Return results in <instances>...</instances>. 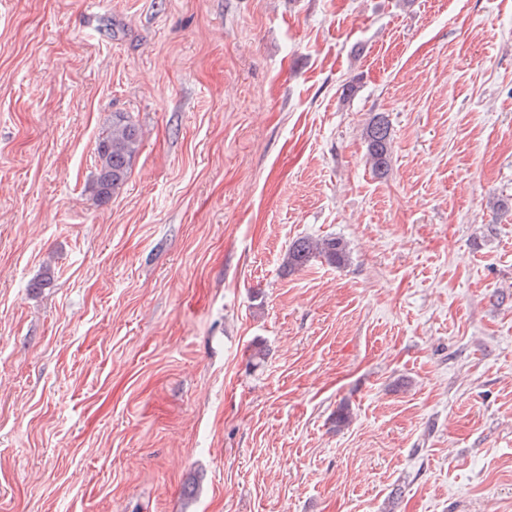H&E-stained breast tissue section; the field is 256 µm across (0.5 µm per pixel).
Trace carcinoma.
<instances>
[{
	"instance_id": "1",
	"label": "carcinoma",
	"mask_w": 512,
	"mask_h": 512,
	"mask_svg": "<svg viewBox=\"0 0 512 512\" xmlns=\"http://www.w3.org/2000/svg\"><path fill=\"white\" fill-rule=\"evenodd\" d=\"M366 142L367 163L378 176L387 174L390 167L392 128L386 116H374L363 133ZM140 143L137 125L132 119L118 113L112 126L96 144L97 166L94 181L99 202H107L116 189L125 182L131 160ZM323 259L335 266L348 264L350 249L341 237L327 235L321 238L301 237L293 241L283 264L288 273L306 267L315 259Z\"/></svg>"
}]
</instances>
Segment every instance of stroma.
Segmentation results:
<instances>
[{
	"mask_svg": "<svg viewBox=\"0 0 512 512\" xmlns=\"http://www.w3.org/2000/svg\"><path fill=\"white\" fill-rule=\"evenodd\" d=\"M0 512H512V0H0ZM139 143L137 125L123 113L116 114L112 126L96 144L98 160L93 185L99 202H107L125 182ZM366 142L367 163L377 176L387 174L390 167L392 128L383 114L374 116L363 133ZM318 258L340 267L350 261V249L343 238L333 235L321 238L301 237L289 245L283 267L290 273L306 267Z\"/></svg>",
	"mask_w": 512,
	"mask_h": 512,
	"instance_id": "obj_1",
	"label": "stroma"
}]
</instances>
